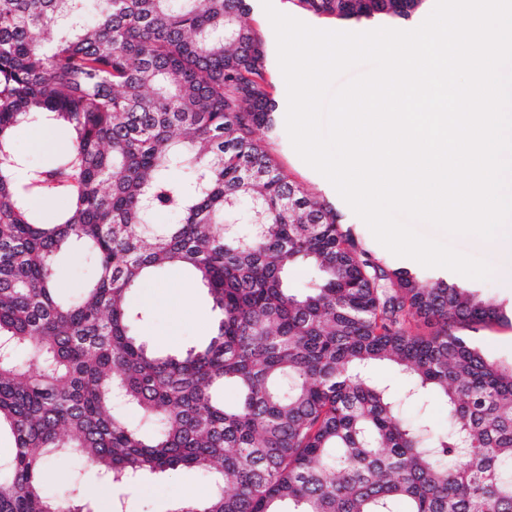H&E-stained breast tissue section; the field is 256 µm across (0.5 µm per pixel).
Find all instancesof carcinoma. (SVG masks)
<instances>
[{"mask_svg": "<svg viewBox=\"0 0 512 512\" xmlns=\"http://www.w3.org/2000/svg\"><path fill=\"white\" fill-rule=\"evenodd\" d=\"M289 2L352 25L409 21L428 0ZM251 12L252 0H0V433L14 440L0 512H92L78 476L66 499L46 488L63 455L111 486L206 473L209 494L170 512H512V362L461 333L512 312L377 263L290 179L267 146L278 104ZM35 127L71 146L30 164L15 136ZM59 196L44 221L33 201ZM244 201L256 219L242 229ZM163 212L177 222L154 223ZM65 249L94 264L75 298L58 287ZM297 264L314 273L301 294ZM170 267L219 312L179 355L148 346L149 310L129 302ZM378 364L398 369L405 396L370 380ZM428 398L445 426L406 414Z\"/></svg>", "mask_w": 512, "mask_h": 512, "instance_id": "cac0c4a2", "label": "carcinoma"}]
</instances>
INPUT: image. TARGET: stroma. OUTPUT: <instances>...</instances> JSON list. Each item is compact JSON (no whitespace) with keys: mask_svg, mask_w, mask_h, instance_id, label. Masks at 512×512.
Masks as SVG:
<instances>
[{"mask_svg":"<svg viewBox=\"0 0 512 512\" xmlns=\"http://www.w3.org/2000/svg\"><path fill=\"white\" fill-rule=\"evenodd\" d=\"M269 149L278 162L305 188L332 202L344 224L351 226L372 259L389 265H404V258L395 256L373 236L365 222L356 216L340 197L334 186L323 180L320 173L307 165L294 150L287 133L270 139ZM422 234L445 240L457 251L486 260L493 269L487 280H473L480 294L512 307V278L503 276V256L491 242L475 236H447L425 223L418 224ZM160 287L161 292L148 304L150 317L141 333L162 352L178 354L192 345L204 342L212 333L217 312L206 289L195 284L185 270L171 268L143 280L130 296L132 305L144 304L147 287ZM210 488L208 478L192 468H179L163 475L149 476L130 486H114L113 498L124 500L127 512H170L174 503L205 495Z\"/></svg>","mask_w":512,"mask_h":512,"instance_id":"obj_1","label":"stroma"}]
</instances>
